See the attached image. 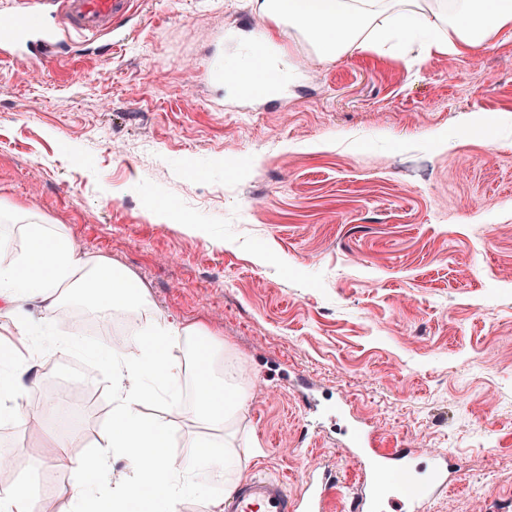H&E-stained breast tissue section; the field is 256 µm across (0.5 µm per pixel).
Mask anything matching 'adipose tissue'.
<instances>
[{
	"mask_svg": "<svg viewBox=\"0 0 512 512\" xmlns=\"http://www.w3.org/2000/svg\"><path fill=\"white\" fill-rule=\"evenodd\" d=\"M285 0L289 24L310 38L318 55L338 59L369 48L398 53L417 40L443 53L479 48L490 31L512 26V0H459L455 10L427 11L419 0ZM27 247L14 263L0 266V317L12 321L17 336L0 340V419L15 417L18 400L33 383L44 355L40 334L25 305L37 299L48 308L66 295L89 300L103 310L142 306L145 286L105 259L77 256L68 239L44 224L25 228ZM126 353L98 348L94 357L112 381V411L106 431L85 460L68 461L61 475L74 494L70 512H178L185 496L202 484L220 485L211 504L224 512V499L240 468L233 451L234 419L241 393L224 377L223 354L193 324L150 322L131 338ZM184 349L175 356L173 347ZM192 376L195 398L182 403V381ZM181 406L187 419L215 430L216 439H195L172 459L176 422L149 417L146 405ZM126 463L122 477L100 481L112 458Z\"/></svg>",
	"mask_w": 512,
	"mask_h": 512,
	"instance_id": "ef3b65f1",
	"label": "adipose tissue"
}]
</instances>
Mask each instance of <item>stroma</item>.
<instances>
[{
	"label": "stroma",
	"instance_id": "35a3bbf8",
	"mask_svg": "<svg viewBox=\"0 0 512 512\" xmlns=\"http://www.w3.org/2000/svg\"><path fill=\"white\" fill-rule=\"evenodd\" d=\"M255 0H144L109 55L50 65L0 56V222L13 263L36 221L137 276L148 302L94 310L113 344L150 319L201 326L224 347L246 402L235 447L242 482L309 463L336 474L328 512H348L355 419L385 449L447 450L460 489L427 512H512V28L456 54L318 56L289 32L288 89L251 101L204 75L250 34ZM112 82L99 84L100 70ZM28 306L45 357L21 409L57 406L97 342ZM58 408V406H57ZM97 377L67 450L105 430ZM0 422V487L26 482L67 512L47 430Z\"/></svg>",
	"mask_w": 512,
	"mask_h": 512
}]
</instances>
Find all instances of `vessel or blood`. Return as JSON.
Listing matches in <instances>:
<instances>
[{
    "label": "vessel or blood",
    "mask_w": 512,
    "mask_h": 512,
    "mask_svg": "<svg viewBox=\"0 0 512 512\" xmlns=\"http://www.w3.org/2000/svg\"><path fill=\"white\" fill-rule=\"evenodd\" d=\"M139 0H19L0 15V52H19L45 61L64 52L63 34L79 38L98 56L110 47L103 36L120 28ZM207 78L223 86L234 85L239 73L217 58L209 63ZM351 454L362 467L361 483L350 502V512H379L384 498L407 505L410 512H426L440 492L453 489L448 478L447 453L430 451L433 468L423 479L411 474L412 459L401 450L377 448L362 428H354L348 441ZM338 483L326 474L308 476L303 493L292 495L286 477L258 474L240 483L224 502L225 512H327Z\"/></svg>",
    "instance_id": "vessel-or-blood-1"
}]
</instances>
